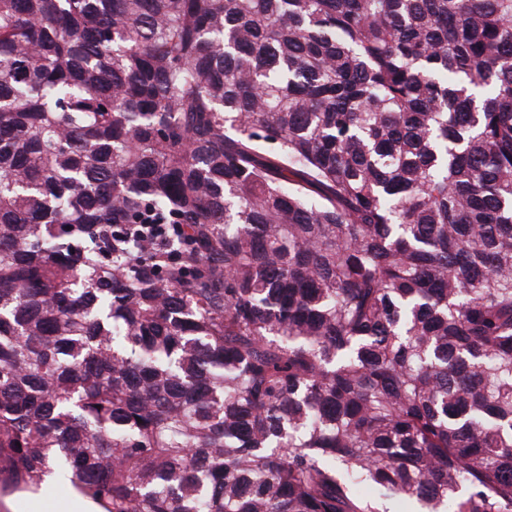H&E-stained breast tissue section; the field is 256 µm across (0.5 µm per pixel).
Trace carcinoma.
Masks as SVG:
<instances>
[{
  "label": "carcinoma",
  "instance_id": "obj_1",
  "mask_svg": "<svg viewBox=\"0 0 512 512\" xmlns=\"http://www.w3.org/2000/svg\"><path fill=\"white\" fill-rule=\"evenodd\" d=\"M105 512H512V0H0V470Z\"/></svg>",
  "mask_w": 512,
  "mask_h": 512
}]
</instances>
